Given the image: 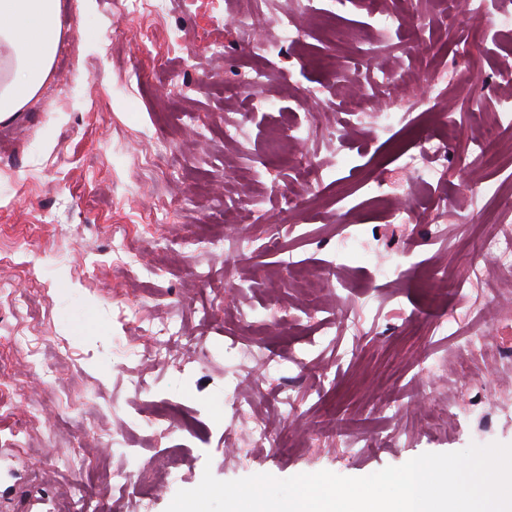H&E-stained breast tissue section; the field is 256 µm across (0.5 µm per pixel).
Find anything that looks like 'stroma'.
<instances>
[{
	"mask_svg": "<svg viewBox=\"0 0 512 512\" xmlns=\"http://www.w3.org/2000/svg\"><path fill=\"white\" fill-rule=\"evenodd\" d=\"M369 0L331 5L338 17L334 42L317 30L309 55L291 66L278 21L305 16L307 0H171L162 16L143 0L124 13V0H60L61 40L54 67L38 96L0 122V281L25 294L29 308L0 297V391L14 411L42 407L44 420L58 412L51 390L70 398L69 414L91 419L108 411L114 425L140 421L148 395L181 404L195 422L184 438L167 423L140 432L137 462L152 469L162 452L183 460L182 478L154 498L150 511L165 512L181 489L199 485L204 470L222 481L267 473L279 479L328 470L363 477L399 466L425 452H452L470 444H512V315L491 318L492 294L512 291V272L478 258L475 232L512 226V202L471 200L473 177L490 185L512 182V86L500 79L512 67V37L484 41L465 13L441 18L432 0H378L409 24L394 37L359 28ZM264 15L261 39L279 44L283 75L262 88L268 108L226 105L225 88L261 67L233 31L246 9ZM428 20L424 29L412 16ZM182 30L180 49L168 36ZM437 38L460 50L461 70L435 106L452 111L461 135L448 147L446 178L433 189L447 210L425 212L408 229L386 224L362 182L373 168L387 172L393 191L406 198L413 179L401 171L394 144L413 149L422 117L409 109L410 84L371 90L368 110L388 105L409 113L378 134L371 119L350 126L340 90L314 58L331 56L337 69H368L372 58L419 67L410 44ZM324 89L301 109L295 91ZM501 121L500 143L487 146L491 163L477 171L459 166L477 151L471 138L473 109ZM300 125L286 158L268 153L264 130L280 119ZM245 122L246 133L226 145L224 126ZM310 160L322 172L319 202L289 212L272 193L293 179L290 158ZM234 203L227 223L225 203ZM485 221H468L472 210ZM211 226L225 245L203 248L198 231ZM355 238L343 268L348 288L324 273L344 234ZM249 234L277 236L281 255L263 251L239 259L234 240ZM127 238L143 258L162 264L155 278L119 273L112 243ZM448 267L446 284L427 289L429 269ZM178 309L186 338L166 360L115 367L114 337L149 351L153 335ZM263 309L268 319L247 325L241 309ZM491 350L467 355L457 341L473 331ZM37 336L47 350H70L72 368L41 385L31 359L15 351L11 336ZM273 351L280 369L261 370L257 359H225L226 346ZM211 360L200 361L201 349ZM254 376L267 394L235 412V376ZM427 385L428 403L387 409L393 393L412 395ZM284 389L283 398L272 397ZM463 399L449 413V400ZM265 421L272 438L254 443L246 424ZM0 416V512H52L74 497L89 512H145L135 487L113 489L96 478L100 466L123 459L109 439L89 432L81 451L65 433L32 432L26 443ZM93 480L77 484L75 469Z\"/></svg>",
	"mask_w": 512,
	"mask_h": 512,
	"instance_id": "obj_1",
	"label": "stroma"
}]
</instances>
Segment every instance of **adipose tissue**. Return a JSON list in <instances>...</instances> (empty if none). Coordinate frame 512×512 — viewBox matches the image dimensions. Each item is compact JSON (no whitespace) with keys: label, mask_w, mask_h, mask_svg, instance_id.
Listing matches in <instances>:
<instances>
[{"label":"adipose tissue","mask_w":512,"mask_h":512,"mask_svg":"<svg viewBox=\"0 0 512 512\" xmlns=\"http://www.w3.org/2000/svg\"><path fill=\"white\" fill-rule=\"evenodd\" d=\"M58 0H0V120L21 112L52 73Z\"/></svg>","instance_id":"obj_1"}]
</instances>
